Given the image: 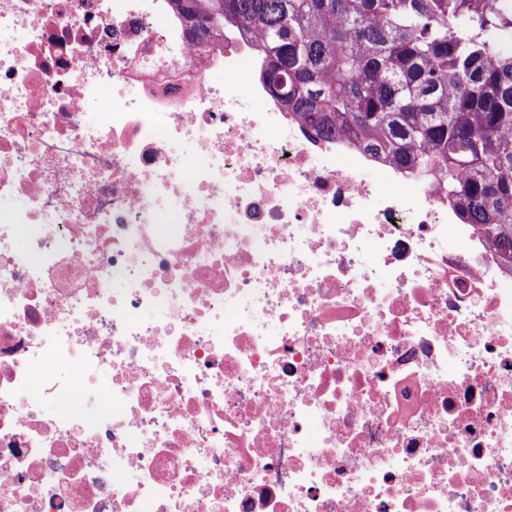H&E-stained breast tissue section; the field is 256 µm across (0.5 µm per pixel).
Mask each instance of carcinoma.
I'll return each instance as SVG.
<instances>
[{"label":"carcinoma","mask_w":512,"mask_h":512,"mask_svg":"<svg viewBox=\"0 0 512 512\" xmlns=\"http://www.w3.org/2000/svg\"><path fill=\"white\" fill-rule=\"evenodd\" d=\"M199 43L252 30L263 79L315 139L444 183L512 262V0H172Z\"/></svg>","instance_id":"1"}]
</instances>
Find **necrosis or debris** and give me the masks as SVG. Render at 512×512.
I'll return each instance as SVG.
<instances>
[{
    "label": "necrosis or debris",
    "mask_w": 512,
    "mask_h": 512,
    "mask_svg": "<svg viewBox=\"0 0 512 512\" xmlns=\"http://www.w3.org/2000/svg\"><path fill=\"white\" fill-rule=\"evenodd\" d=\"M265 68L0 0V512H512V264Z\"/></svg>",
    "instance_id": "necrosis-or-debris-1"
}]
</instances>
